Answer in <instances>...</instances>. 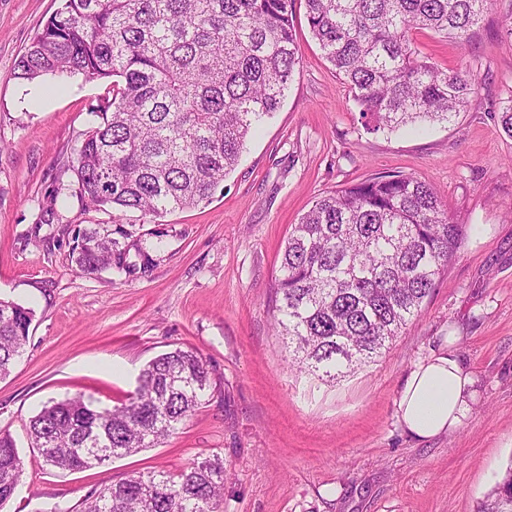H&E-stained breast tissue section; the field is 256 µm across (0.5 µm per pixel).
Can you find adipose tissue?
Segmentation results:
<instances>
[{"label": "adipose tissue", "instance_id": "adipose-tissue-1", "mask_svg": "<svg viewBox=\"0 0 512 512\" xmlns=\"http://www.w3.org/2000/svg\"><path fill=\"white\" fill-rule=\"evenodd\" d=\"M474 379L454 348L418 360L396 402L397 420L410 436L427 441L456 430L472 410Z\"/></svg>", "mask_w": 512, "mask_h": 512}]
</instances>
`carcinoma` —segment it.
<instances>
[{
  "instance_id": "1",
  "label": "carcinoma",
  "mask_w": 512,
  "mask_h": 512,
  "mask_svg": "<svg viewBox=\"0 0 512 512\" xmlns=\"http://www.w3.org/2000/svg\"><path fill=\"white\" fill-rule=\"evenodd\" d=\"M496 0H304L307 25L366 125L396 129L449 120L475 93L412 47L413 30L467 45ZM295 0H63L15 67L16 78L79 73L114 78L77 153L81 202L161 216L209 200L247 138L277 111L299 64ZM119 226L75 234L83 272L128 276ZM466 229L413 175L385 174L330 191L292 225L274 319L292 365L336 379L371 362L419 316L461 248ZM33 311L0 299V379L29 338ZM210 371L176 347L148 362L126 402L100 409L82 396L51 402L27 436L45 466L91 469L170 437L204 402ZM24 472L0 432V508ZM224 462L194 461L173 476L150 471L87 497L80 512H214ZM480 512H512V467Z\"/></svg>"
}]
</instances>
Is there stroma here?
<instances>
[{
  "label": "stroma",
  "mask_w": 512,
  "mask_h": 512,
  "mask_svg": "<svg viewBox=\"0 0 512 512\" xmlns=\"http://www.w3.org/2000/svg\"><path fill=\"white\" fill-rule=\"evenodd\" d=\"M59 5L0 0V298L35 313L0 380V430L24 461L0 512H77L131 473L213 455L225 470L215 512H477L512 463V139L498 122L512 99V0H499L471 45L414 33L421 55L470 71L477 92L452 121L378 132L364 127L297 0L301 61L281 107L209 202L161 217L88 208L76 194L71 164L111 80L14 77ZM398 172L433 187L467 225L464 244L419 317L373 362L333 381L300 372L273 312L291 226L326 193ZM99 224L129 230L122 245L148 251L149 271H79L75 234ZM452 336L476 379L473 412L420 442L400 427L396 401L413 363ZM178 346L201 355L211 386L175 434L80 473L43 465L26 427L44 405L78 395L115 405L149 360Z\"/></svg>",
  "instance_id": "stroma-1"
}]
</instances>
